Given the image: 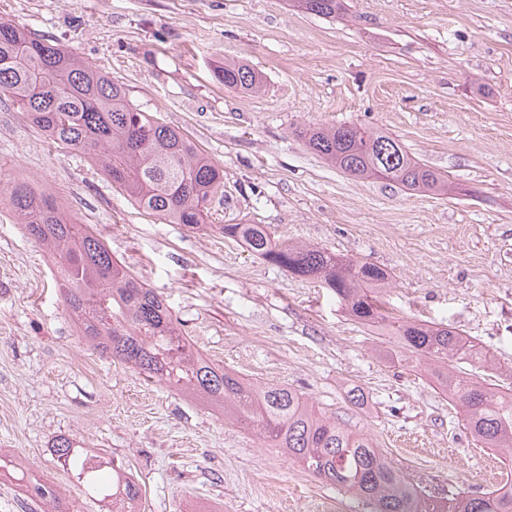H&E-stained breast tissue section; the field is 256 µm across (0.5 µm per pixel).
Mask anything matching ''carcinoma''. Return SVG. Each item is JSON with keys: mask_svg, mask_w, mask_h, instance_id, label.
Returning a JSON list of instances; mask_svg holds the SVG:
<instances>
[{"mask_svg": "<svg viewBox=\"0 0 512 512\" xmlns=\"http://www.w3.org/2000/svg\"><path fill=\"white\" fill-rule=\"evenodd\" d=\"M297 7L329 18L343 0H296ZM224 88L256 93L261 75L244 63L214 69ZM8 97L50 145L83 155L144 213L200 229L207 203L224 187V171L181 132L128 99L125 90L73 51L0 23V96ZM308 147L348 176L382 179L421 193L448 192V180L412 158L399 140L356 125L300 132ZM16 223L54 257L68 316L100 358L121 362L256 428L265 444L297 461L315 478L372 505L373 512H512L510 480L480 495L462 491L440 501L414 484L369 438L318 410L305 394L285 385H256L196 352L178 330L162 296L134 277L88 224H79L52 196L26 181L0 182ZM224 237L291 275L310 277L336 294L348 315L378 331L380 351L398 361L414 358L461 410L477 445L512 463V393L485 386L459 365H495V359L460 332L388 317L378 293L389 274L372 262L323 248L273 239L262 224H224ZM62 466L112 512H140L141 490L121 467L105 468L100 455L68 438L53 446ZM0 473L25 483L34 504L73 512L56 488L24 472L15 456L0 453Z\"/></svg>", "mask_w": 512, "mask_h": 512, "instance_id": "1", "label": "carcinoma"}]
</instances>
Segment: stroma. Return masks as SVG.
<instances>
[{"instance_id":"obj_1","label":"stroma","mask_w":512,"mask_h":512,"mask_svg":"<svg viewBox=\"0 0 512 512\" xmlns=\"http://www.w3.org/2000/svg\"><path fill=\"white\" fill-rule=\"evenodd\" d=\"M324 18L290 0H0V21L73 50L224 170L193 231L139 211L82 155L51 147L0 98V179L26 178L92 225L160 293L195 351L257 383L304 392L363 431L440 498L504 480L423 367L387 362L368 327L311 278L266 263L222 224H263L385 268L392 316L456 328L494 353L512 391V0H345ZM264 77L224 89V60ZM389 133L449 176L445 196L358 180L298 132ZM49 254L0 201V449L77 512H109L57 465L61 437L131 470L141 512H369L269 448L256 430L93 354L65 311ZM359 387L363 406L347 391Z\"/></svg>"}]
</instances>
